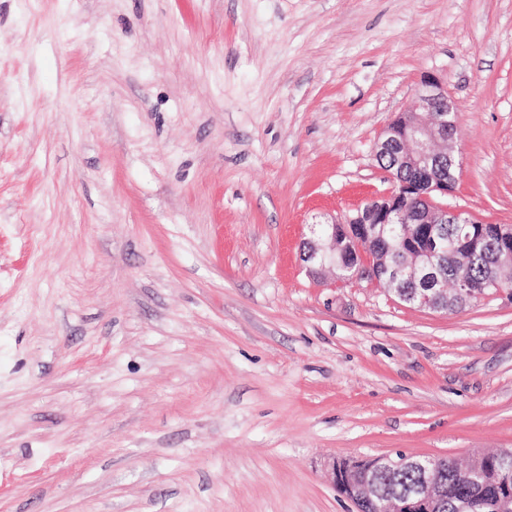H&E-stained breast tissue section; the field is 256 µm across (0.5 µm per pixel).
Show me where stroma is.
Returning a JSON list of instances; mask_svg holds the SVG:
<instances>
[{
    "instance_id": "stroma-1",
    "label": "stroma",
    "mask_w": 512,
    "mask_h": 512,
    "mask_svg": "<svg viewBox=\"0 0 512 512\" xmlns=\"http://www.w3.org/2000/svg\"><path fill=\"white\" fill-rule=\"evenodd\" d=\"M512 224V0H0V512H356L335 460L512 448V289L310 274L426 78Z\"/></svg>"
}]
</instances>
